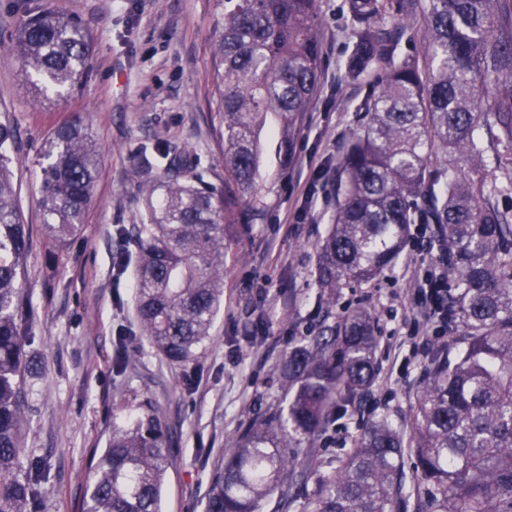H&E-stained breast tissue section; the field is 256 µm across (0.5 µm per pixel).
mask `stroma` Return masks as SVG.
<instances>
[{"label": "stroma", "instance_id": "obj_1", "mask_svg": "<svg viewBox=\"0 0 512 512\" xmlns=\"http://www.w3.org/2000/svg\"><path fill=\"white\" fill-rule=\"evenodd\" d=\"M52 10L78 20L92 45L88 78L63 97L35 104L17 58L0 57V112L17 131L14 180L29 254L19 286L30 305L29 353L41 374L29 386L23 429L25 457L46 473L39 512H82L90 462L106 445L112 415L158 408L170 441L171 465L162 512H203L211 479L227 448L258 416L285 406L277 383L288 348L310 329L337 323L364 308L374 320L376 379L332 428L292 454L310 461L305 493L285 480L284 512H305L320 477L334 471L361 428L384 416L411 438L414 412L437 349L452 337L430 327L414 334L413 272L433 254L410 236L399 261L368 283H350L335 299L316 284L319 245L336 209L341 161L365 123L361 103L377 90L390 65L377 60L352 74L343 61L356 41L344 0H316L321 42L318 91L294 142V161L278 172L267 156L271 218L251 220L232 205L224 226V305L211 340L191 372L161 361L139 337L134 271L113 269L126 243L117 225L139 223L148 208L146 182L161 183L152 151L163 141L187 148L224 187V141L214 95L213 68L221 0H0V43L10 44L28 13ZM83 113L101 148L93 202L79 234L49 244L39 208L42 145L52 129ZM133 363L121 370L117 349Z\"/></svg>", "mask_w": 512, "mask_h": 512}]
</instances>
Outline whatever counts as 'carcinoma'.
Wrapping results in <instances>:
<instances>
[{
    "label": "carcinoma",
    "mask_w": 512,
    "mask_h": 512,
    "mask_svg": "<svg viewBox=\"0 0 512 512\" xmlns=\"http://www.w3.org/2000/svg\"><path fill=\"white\" fill-rule=\"evenodd\" d=\"M407 0H346L359 24L346 65L351 73L393 58L379 93L362 109L367 122L342 159L344 181L333 224L320 245L316 282L336 289L370 281L394 266L414 224H434L427 249L448 261L447 325L466 332L453 358L437 353L422 387L412 442L385 417L369 422L334 473L322 478L306 512H393L403 486L405 449L422 484L436 489L432 512H512V0H426L422 59L394 58L385 15ZM7 53L34 78L35 97L75 89L91 69L83 27L53 11L30 17ZM321 52L315 0H224L213 74L224 127V192L199 162L154 144L170 176L147 183V219L116 228L136 244L118 256L135 272L140 334L171 365H193L211 339L224 300V221L232 203L264 216L261 136L277 124L275 157L288 168L303 113L316 92ZM495 77L479 102L487 78ZM15 129L0 121V512H38L42 466L22 463L25 388L38 374L27 355L28 302L17 287L28 251L10 151ZM502 170L482 173L489 148ZM445 165L432 168L431 154ZM39 206L46 238L63 244L80 231L91 204L100 149L85 118L58 125L46 143ZM187 167L181 176L175 170ZM376 338L366 310L346 313L291 348L279 367L285 408L254 420L213 477L204 512H282L287 449L324 434L374 383ZM112 424L93 457L83 512H162L171 464L151 402Z\"/></svg>",
    "instance_id": "1"
}]
</instances>
